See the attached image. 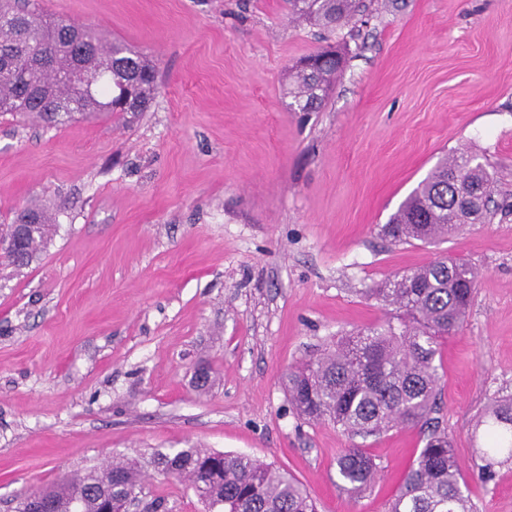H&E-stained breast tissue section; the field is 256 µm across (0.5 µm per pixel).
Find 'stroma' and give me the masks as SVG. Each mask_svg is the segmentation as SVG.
Wrapping results in <instances>:
<instances>
[{"label": "stroma", "instance_id": "35a3bbf8", "mask_svg": "<svg viewBox=\"0 0 512 512\" xmlns=\"http://www.w3.org/2000/svg\"><path fill=\"white\" fill-rule=\"evenodd\" d=\"M344 27L288 0H39L150 58L147 111L45 127L0 114V224L49 208L29 266L0 260V512L90 467L196 446L288 470L318 512H385L424 446L406 426L364 447L297 418L286 376L337 336L392 318L369 288L438 258L478 268L460 331L435 357L439 423L478 512H512V463L476 465V416L512 392V215L434 243L380 233L446 154L483 155L512 194V0H364ZM333 46L346 65L317 112L292 68ZM209 369L206 388L196 386ZM172 512H205L146 470ZM353 444L337 458L336 465L342 479L353 491H362L375 483L377 467L363 448Z\"/></svg>", "mask_w": 512, "mask_h": 512}]
</instances>
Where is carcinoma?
<instances>
[{
	"label": "carcinoma",
	"mask_w": 512,
	"mask_h": 512,
	"mask_svg": "<svg viewBox=\"0 0 512 512\" xmlns=\"http://www.w3.org/2000/svg\"><path fill=\"white\" fill-rule=\"evenodd\" d=\"M295 14L335 27L360 10L359 0H289ZM344 58L322 49L302 59L291 74L289 108L316 112ZM158 91L152 62L125 44L108 41L66 16L48 17L36 0H0V112H19L47 126L76 114L144 112ZM496 177L481 156H445L410 193L382 235L396 243H432L448 237L450 224H491L512 204L494 198ZM15 224H32L21 246L4 253L16 267L34 260L51 240L52 214L24 208ZM478 281L467 262L442 257L370 289L383 306L402 312L397 321L348 332L324 353L288 371L287 391L300 418L329 420L352 440L380 436L399 426L427 430L386 512H475L469 481L453 440L433 414L439 409L435 356L441 341L464 324ZM482 436V470L512 461V394L496 396L474 422ZM187 483L209 512H316L298 480L273 464L241 453L184 448L157 451L147 463L121 459L24 495L17 512H29L35 495L54 512H120L125 500L145 492L144 465ZM336 465L353 491L375 483L377 467L357 445Z\"/></svg>",
	"instance_id": "obj_1"
}]
</instances>
